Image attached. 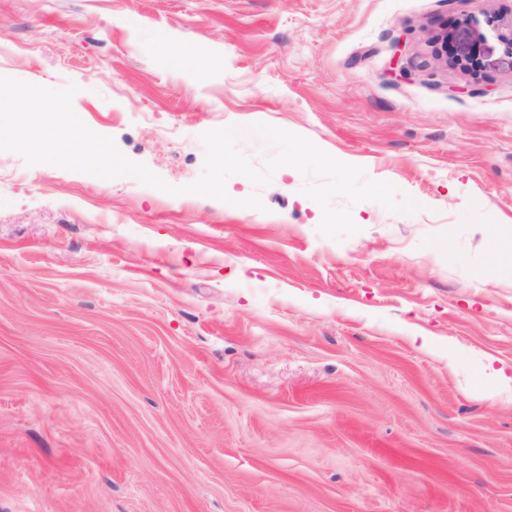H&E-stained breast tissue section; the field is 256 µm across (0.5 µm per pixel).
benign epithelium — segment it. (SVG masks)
Segmentation results:
<instances>
[{"instance_id": "1", "label": "benign epithelium", "mask_w": 512, "mask_h": 512, "mask_svg": "<svg viewBox=\"0 0 512 512\" xmlns=\"http://www.w3.org/2000/svg\"><path fill=\"white\" fill-rule=\"evenodd\" d=\"M441 48H453L451 64L472 68L512 70V18L491 16L483 23L466 19L431 37Z\"/></svg>"}]
</instances>
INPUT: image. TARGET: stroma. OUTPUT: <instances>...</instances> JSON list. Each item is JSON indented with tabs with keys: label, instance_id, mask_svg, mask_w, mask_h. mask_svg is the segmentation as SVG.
Segmentation results:
<instances>
[{
	"label": "stroma",
	"instance_id": "obj_1",
	"mask_svg": "<svg viewBox=\"0 0 512 512\" xmlns=\"http://www.w3.org/2000/svg\"><path fill=\"white\" fill-rule=\"evenodd\" d=\"M490 14L512 0H0V76L77 85L170 185L202 133L265 123L420 205L334 198L337 242L291 167L226 204L0 152V512H512V71L429 42ZM185 43L223 67L170 66Z\"/></svg>",
	"mask_w": 512,
	"mask_h": 512
}]
</instances>
